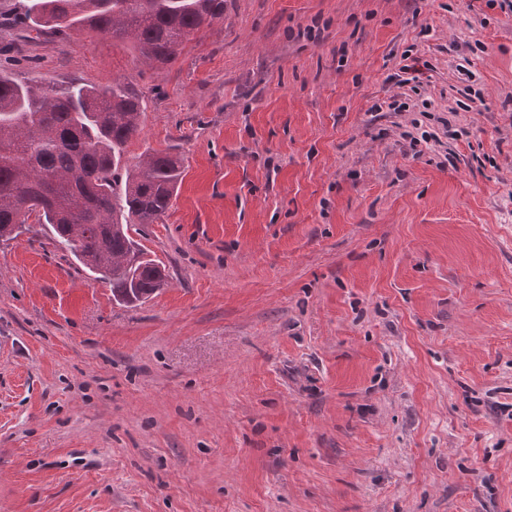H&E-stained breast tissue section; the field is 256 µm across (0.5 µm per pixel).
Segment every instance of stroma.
Here are the masks:
<instances>
[{"mask_svg": "<svg viewBox=\"0 0 512 512\" xmlns=\"http://www.w3.org/2000/svg\"><path fill=\"white\" fill-rule=\"evenodd\" d=\"M466 4L224 0L160 68L0 17L1 69L121 76L126 165L184 160L144 303L0 241V512H512V11Z\"/></svg>", "mask_w": 512, "mask_h": 512, "instance_id": "obj_1", "label": "stroma"}]
</instances>
